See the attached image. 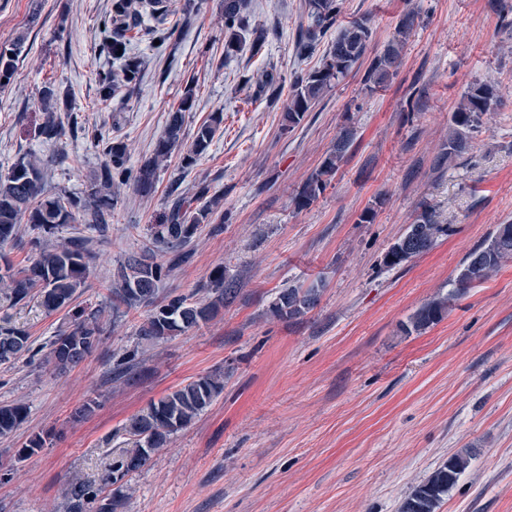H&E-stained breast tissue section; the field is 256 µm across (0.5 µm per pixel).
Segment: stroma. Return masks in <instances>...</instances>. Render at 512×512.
Wrapping results in <instances>:
<instances>
[{"instance_id": "1", "label": "stroma", "mask_w": 512, "mask_h": 512, "mask_svg": "<svg viewBox=\"0 0 512 512\" xmlns=\"http://www.w3.org/2000/svg\"><path fill=\"white\" fill-rule=\"evenodd\" d=\"M112 0H0V51L25 44L0 86V172L37 157L46 189L83 194L104 154L91 129L124 142L131 166L153 155L186 85L195 103L184 131L214 112L224 122L192 167L163 162L149 194L112 187V220L81 221L94 256L75 304L103 308L104 334L60 375L39 359L0 364V403L24 401L26 422L0 438V512H67L66 482L96 483L126 446L128 420L192 378L218 371L224 389L186 429L126 477L121 512H398L412 488L465 448L476 457L439 512H512V261L452 301L430 327L405 332L421 306L447 295L466 255L512 221V0H341L340 22L368 18V56L380 54L409 10L418 13L391 82L369 90L365 66L283 130L296 75L321 65L328 31L307 55L296 47L305 0H252L258 53L224 54L223 0H167L130 45L137 82L102 100L97 74L118 70L103 50ZM283 78L260 93L267 71ZM498 99L452 167L437 160L450 116L472 82ZM59 97L64 135L43 141V87ZM354 140L334 178L307 208L296 199L343 128ZM221 196L226 220L201 225L159 299H204L213 269L235 290L199 328L139 346L137 309L113 316L121 262L150 246L146 228L200 183ZM445 227L429 251L389 268L384 256L422 208ZM371 222H361L365 211ZM314 286V308L273 316L283 288ZM70 320L0 295V322L34 347ZM137 350L117 377V360ZM95 411L74 418L88 400ZM34 433L38 455L15 457Z\"/></svg>"}]
</instances>
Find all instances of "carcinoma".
Segmentation results:
<instances>
[{
  "label": "carcinoma",
  "mask_w": 512,
  "mask_h": 512,
  "mask_svg": "<svg viewBox=\"0 0 512 512\" xmlns=\"http://www.w3.org/2000/svg\"><path fill=\"white\" fill-rule=\"evenodd\" d=\"M252 0H224V56L241 51L245 45L257 51L262 45V34L251 27ZM141 0H112L109 17L110 35L104 48L115 61L122 62V75L104 72L99 75L102 99L111 98L114 86L120 80L130 83L137 79L141 63L129 55L128 46L132 32L141 24ZM308 24L301 33L300 47L306 50L336 25L341 12L340 0H307ZM415 12L405 15L388 41L384 50L370 62L366 71L369 87H384L397 74L402 64V52L414 27ZM372 38V28L367 19H358L339 29L336 40L321 66L299 75L292 85V94L284 110L285 126L300 124L306 112L323 94L345 78L364 58ZM24 36L13 42L10 52H0V85L10 79L15 58L21 51ZM496 90L486 83H472L462 95L458 106L451 113L448 143L444 156L452 164L469 148L470 135L478 129L482 118L489 111ZM194 106L193 87L185 88L179 105L170 113L164 135L157 141L154 157L146 160L138 169L128 167L126 146L121 141L107 143L105 159L90 179L88 189L81 196H73L60 190L50 193L45 188L41 164L23 157L6 173H0V250L18 239L19 226L27 224L33 232L28 245L34 254L30 265L13 271L4 263L0 282L6 285L7 298L17 305L32 300L47 314L70 306L75 294L86 281L90 270V257L83 237L73 236L66 242L48 248L45 241L67 224H75L86 212H91L97 224L108 223L112 212V184L131 183L143 194L150 193L159 169V162L170 156L172 150L183 141L184 113ZM41 107L44 121L35 129V136L52 141L62 134V126L54 116L58 110V96L47 87L42 91ZM224 121L220 112L211 114L201 124L190 145L183 152L184 167L193 166L205 155ZM354 133L349 129L340 132L336 144L321 167L306 182L297 205L309 206L323 192L336 174ZM219 198H208L199 208L192 201L178 199L169 208L159 224L147 225L152 244L174 254L170 266L184 258L180 249L196 235L200 225L210 223ZM446 228L436 223L428 208L416 216L406 230L412 250L395 247L386 254L385 263L390 267L427 252ZM512 260V223L501 224L489 243L468 253L460 269L454 288L445 297L434 299L422 306L410 320L412 328L419 331L439 321L451 302L475 283L487 279L505 262ZM164 277V266L143 256H131L120 266L118 287L112 289V312L120 313V307L144 308V321L137 329L140 341L154 343L182 334L202 323L214 319L224 307V300L232 297L235 289L224 285V268L214 269L210 275V301L192 300L188 296H176L164 304L157 303L159 285ZM318 300V289L289 287L280 292L272 306L277 317L296 318L312 309ZM103 335L101 310L80 308L72 312L71 325L60 331L48 344L43 363L58 371H64L79 363L92 352ZM32 353L27 332L19 327L0 325V364L14 361ZM224 388L221 374L207 373L151 402L146 409L135 415L126 426L129 448L103 479L101 488L95 489L84 480L72 477L67 495L70 512H118L122 506L121 491L105 493L104 488L118 483L126 475L146 465L155 451L168 445L172 435L188 427L207 410ZM28 407L22 402L0 405V437H7L26 420ZM46 438L32 435L17 450L18 460H26L45 448ZM470 451L452 455L429 477L414 487L400 505V512H438L448 491L457 484L460 476L470 466Z\"/></svg>",
  "instance_id": "1"
}]
</instances>
